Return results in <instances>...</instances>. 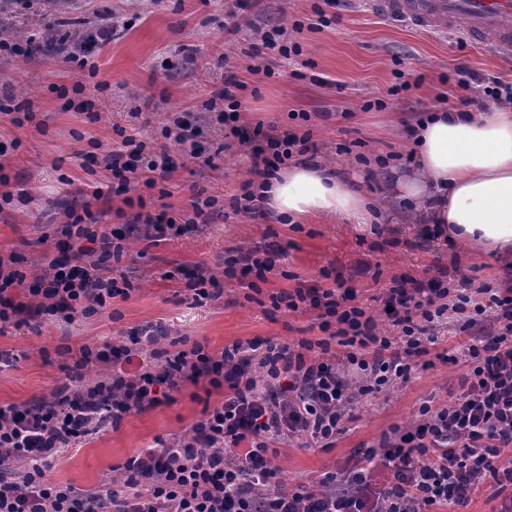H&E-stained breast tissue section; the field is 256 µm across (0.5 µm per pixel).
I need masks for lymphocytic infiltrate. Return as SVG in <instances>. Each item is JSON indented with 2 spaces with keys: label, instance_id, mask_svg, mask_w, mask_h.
Returning <instances> with one entry per match:
<instances>
[{
  "label": "lymphocytic infiltrate",
  "instance_id": "obj_1",
  "mask_svg": "<svg viewBox=\"0 0 512 512\" xmlns=\"http://www.w3.org/2000/svg\"><path fill=\"white\" fill-rule=\"evenodd\" d=\"M228 134L250 145L262 176L277 173L289 160L317 152L311 132L275 134L263 124H239L242 82L224 81ZM120 140L102 159L123 197L117 216L124 229H100L91 202L70 207L60 229L71 264L45 256L41 271L26 276L17 254L0 256V332L21 329L51 316L70 323L128 298L129 279H116L112 266L125 253L138 227L156 240L168 239L177 223L208 224L220 208L216 196L192 201L182 218L147 212L144 199L130 198L134 185L155 187L177 164L166 143L185 144L182 125L164 127L154 145L117 125ZM27 284L30 303L17 301L14 286ZM352 289L300 286L273 296L275 307L316 311L322 339L300 349L273 340L236 342L213 352L196 343L190 349L157 348L147 337L152 364L126 371L142 349L81 347L66 382L51 396L21 405L0 406V464L20 460L27 471L14 479L0 472V512H452L491 483L492 512H512V277L500 287L459 284L437 278L423 283L409 277L388 288L383 304L393 334L379 329L373 315L356 304ZM493 312L496 327L464 349L469 365L463 392L447 405L422 406L418 421L392 429L363 451L345 476L326 473L314 481L285 487L273 465L278 443L306 436L332 447L343 434V417L361 397L407 380L417 358L428 355L426 338L443 321L469 331ZM342 354H333V346ZM98 368L94 381L84 371ZM224 392V400L204 408L188 438L131 457L119 487L105 484L82 492L48 480L52 460L76 441L118 425L135 411L158 405L165 391L184 384ZM388 473L389 486L375 488L370 475Z\"/></svg>",
  "mask_w": 512,
  "mask_h": 512
}]
</instances>
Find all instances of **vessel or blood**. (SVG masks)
I'll use <instances>...</instances> for the list:
<instances>
[{"label":"vessel or blood","mask_w":512,"mask_h":512,"mask_svg":"<svg viewBox=\"0 0 512 512\" xmlns=\"http://www.w3.org/2000/svg\"><path fill=\"white\" fill-rule=\"evenodd\" d=\"M370 6L418 31L461 30L472 42L512 51V0H370Z\"/></svg>","instance_id":"obj_1"}]
</instances>
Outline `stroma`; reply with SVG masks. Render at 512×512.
<instances>
[{"label": "stroma", "mask_w": 512, "mask_h": 512, "mask_svg": "<svg viewBox=\"0 0 512 512\" xmlns=\"http://www.w3.org/2000/svg\"><path fill=\"white\" fill-rule=\"evenodd\" d=\"M323 0H32L25 9L19 0H0V39L25 44L34 27L65 25L89 31L120 17L123 26L90 57L101 88L93 102L98 122L68 108L56 87H73L81 73L63 55L40 51L31 56L0 51V93L27 97L36 105V126L14 129L0 117V132L18 138L17 147L0 158L12 184L21 185L25 199L0 207V255L15 252L25 258L26 273L36 272L40 258L56 253L64 208L79 195L91 196L105 181L103 169L88 171L77 158L89 139L111 148L113 125L134 123L151 137L176 119L192 123L198 159L185 158L159 187H137L150 212L176 217L189 210L198 195L224 199L238 194L254 179L250 149L237 139H225L223 104L215 95L224 88L225 72L246 85L239 97L246 126L273 125L279 130H312L318 155L337 164L345 175H358L362 191L382 194L380 181L369 178L357 155L375 158L398 155V167L410 164L412 143L407 133L416 117L442 108L455 109L470 100L474 112L488 110L478 86L461 88L454 73L463 68L478 75L512 82V54L474 44L464 33H419L396 27L374 12L366 0L327 8L338 21L318 30L293 35L300 58L276 66L265 76L261 58L249 57L258 31L289 28L313 18ZM306 62L304 78L292 74ZM408 89L399 90L400 81ZM382 100L383 108L366 109ZM143 115L129 120L128 112ZM292 112H305L309 121H292ZM213 165H205L206 157ZM394 218L386 224H336L312 221L282 224L275 217L228 213L202 231L170 237L163 242L132 238L118 264L135 290L128 299H113L110 307L64 324L43 321L35 328L0 333V406L49 395L66 379L72 351L81 346L129 344L145 328L159 324L170 340L185 346L199 342L219 351L234 342L256 338L297 346L321 337L317 313L311 309L273 310L270 295L298 284L320 280L326 268L341 271L356 301L375 315L380 329L388 321L380 296L393 277L420 281L436 278L440 270H455L476 283L500 284L512 273V254L485 253L443 240H427L406 208L391 202ZM278 244L283 254L248 299V279H228L224 262L238 250ZM221 279L224 293L193 305L184 284L196 270ZM429 348V367L412 370L407 381L362 398L347 411L345 432L331 448L305 437L279 445L273 464L288 485L307 482L327 472L343 471L358 451L376 445L394 427L413 424L422 404L439 406L458 395L468 372L465 360H445L444 352L463 348L470 338L455 325L437 327ZM223 391L188 385L172 401L126 416L66 449L53 462L51 481L92 491L113 471L142 450L187 437L204 407L216 406Z\"/></svg>", "instance_id": "obj_1"}]
</instances>
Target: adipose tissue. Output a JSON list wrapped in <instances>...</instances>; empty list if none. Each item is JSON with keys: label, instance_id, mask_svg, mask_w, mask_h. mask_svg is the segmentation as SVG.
Here are the masks:
<instances>
[{"label": "adipose tissue", "instance_id": "ef3b65f1", "mask_svg": "<svg viewBox=\"0 0 512 512\" xmlns=\"http://www.w3.org/2000/svg\"><path fill=\"white\" fill-rule=\"evenodd\" d=\"M412 167L391 171L387 199L412 206L449 242L486 252L512 251V105L489 112L439 111L416 128ZM278 216H318L340 224L388 220L384 200L350 187L333 167L292 165L268 178Z\"/></svg>", "mask_w": 512, "mask_h": 512}]
</instances>
